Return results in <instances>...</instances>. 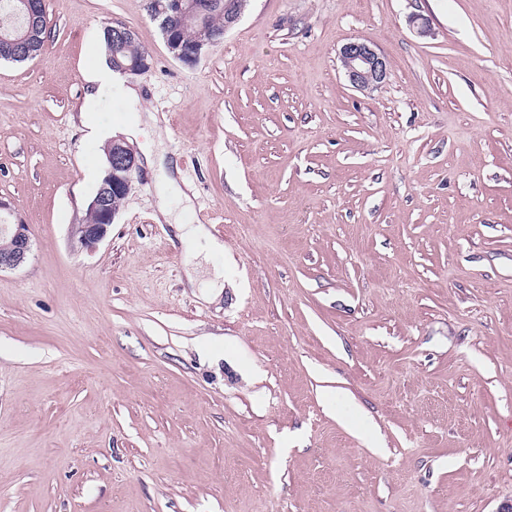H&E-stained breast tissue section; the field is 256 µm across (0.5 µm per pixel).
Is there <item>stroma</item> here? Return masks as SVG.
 Returning <instances> with one entry per match:
<instances>
[{"instance_id": "35a3bbf8", "label": "stroma", "mask_w": 512, "mask_h": 512, "mask_svg": "<svg viewBox=\"0 0 512 512\" xmlns=\"http://www.w3.org/2000/svg\"><path fill=\"white\" fill-rule=\"evenodd\" d=\"M45 11L42 52L0 62V199L32 240L0 272V512L512 503V0H249L193 64L145 0ZM108 25L151 65L98 117L154 113L192 207L141 168L85 251ZM353 39L385 82H347ZM163 207L223 240L226 299ZM339 59L348 82L360 90L381 84L389 74L386 56L360 39L344 44ZM106 62H97L85 75V94L84 104L81 108V112L86 113L87 126L89 128L90 137H98L102 134V128L93 120V113L95 112L98 100L103 91L109 86L115 77V73L112 71Z\"/></svg>"}]
</instances>
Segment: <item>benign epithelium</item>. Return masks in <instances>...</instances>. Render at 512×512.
Masks as SVG:
<instances>
[{
  "label": "benign epithelium",
  "mask_w": 512,
  "mask_h": 512,
  "mask_svg": "<svg viewBox=\"0 0 512 512\" xmlns=\"http://www.w3.org/2000/svg\"><path fill=\"white\" fill-rule=\"evenodd\" d=\"M169 7L186 24L201 23L209 8L207 0H170ZM206 43L199 42L186 50L180 44L168 42L169 51L176 59L189 62L199 58ZM344 75L355 88L366 90L384 82L389 74L386 56L368 43L355 39L344 44L339 51ZM110 163L108 174L99 185L91 208L99 216V222L84 220L71 231L74 243L80 248L93 250L107 235L117 210L112 208V196L130 192L133 176L140 171L136 152L121 141L114 140L107 151ZM32 247L29 225L20 221L9 224L0 216V272L13 270L27 259Z\"/></svg>",
  "instance_id": "benign-epithelium-1"
}]
</instances>
